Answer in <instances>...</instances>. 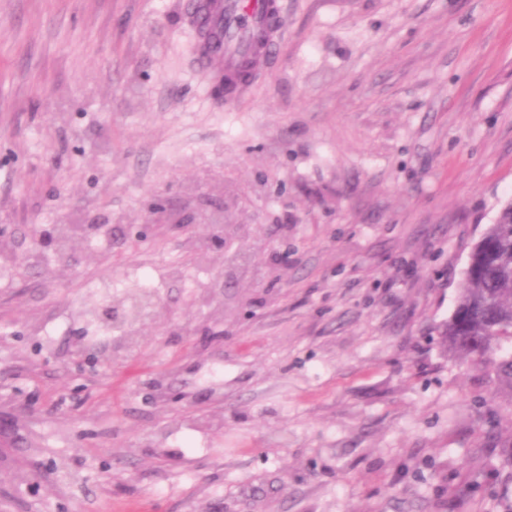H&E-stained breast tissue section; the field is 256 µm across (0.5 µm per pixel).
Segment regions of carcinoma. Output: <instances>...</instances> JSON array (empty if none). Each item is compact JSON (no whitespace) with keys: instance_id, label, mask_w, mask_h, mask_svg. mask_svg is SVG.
Listing matches in <instances>:
<instances>
[{"instance_id":"carcinoma-1","label":"carcinoma","mask_w":512,"mask_h":512,"mask_svg":"<svg viewBox=\"0 0 512 512\" xmlns=\"http://www.w3.org/2000/svg\"><path fill=\"white\" fill-rule=\"evenodd\" d=\"M448 347L488 363L512 389V201L472 250L458 305L443 330Z\"/></svg>"}]
</instances>
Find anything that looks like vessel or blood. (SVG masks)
<instances>
[{
    "mask_svg": "<svg viewBox=\"0 0 512 512\" xmlns=\"http://www.w3.org/2000/svg\"><path fill=\"white\" fill-rule=\"evenodd\" d=\"M203 27L219 26L223 45L204 49L206 59H222L226 67L251 60L258 53H271L279 24L277 0H200Z\"/></svg>",
    "mask_w": 512,
    "mask_h": 512,
    "instance_id": "b4317fda",
    "label": "vessel or blood"
}]
</instances>
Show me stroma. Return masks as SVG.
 <instances>
[{"label": "stroma", "mask_w": 512, "mask_h": 512, "mask_svg": "<svg viewBox=\"0 0 512 512\" xmlns=\"http://www.w3.org/2000/svg\"><path fill=\"white\" fill-rule=\"evenodd\" d=\"M190 3L0 0V512H512V393L441 337L512 0H280L228 97Z\"/></svg>", "instance_id": "obj_1"}]
</instances>
